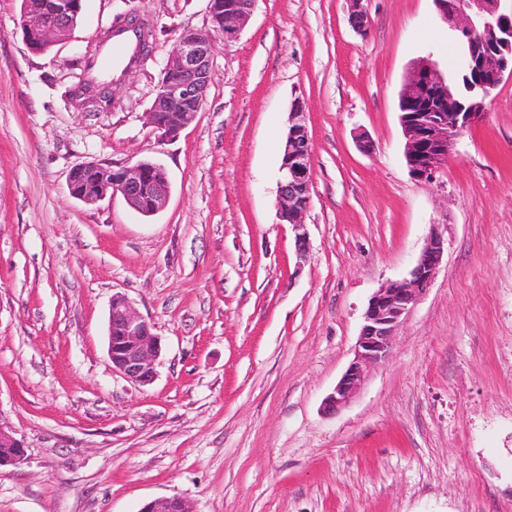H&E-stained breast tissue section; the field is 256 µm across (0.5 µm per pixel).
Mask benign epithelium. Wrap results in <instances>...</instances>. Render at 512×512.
Returning a JSON list of instances; mask_svg holds the SVG:
<instances>
[{
	"label": "benign epithelium",
	"instance_id": "obj_1",
	"mask_svg": "<svg viewBox=\"0 0 512 512\" xmlns=\"http://www.w3.org/2000/svg\"><path fill=\"white\" fill-rule=\"evenodd\" d=\"M256 0H208V20L201 29L183 31L168 54L166 79L156 89L147 112L152 130L175 138L201 111L213 79L216 39L224 44L238 39L248 23ZM349 21L360 35L370 26L362 0H350ZM440 17L470 55L475 81L467 94L426 59L407 73L400 95V121L406 137L405 160L410 173L431 181L451 156L456 140L485 115V102L507 79H512V12L501 10V0H433ZM80 5L61 3L52 17L24 7L21 30L25 41L35 39L51 47L74 28ZM305 104L296 101L290 112L277 196V214L295 233V246L304 254L308 246L305 214L310 206L311 140L304 119ZM99 162L74 167L69 175L70 195L86 204L121 197L134 211L151 216L167 203L169 178L164 165L140 159L111 165L101 176ZM444 253L436 233L427 238L408 276L381 285L370 298L354 357L325 398L323 410L331 413L346 406L364 385L369 370L389 360L396 332L406 315L431 285ZM162 351L161 338L122 294L112 296L108 318L107 353L112 369L130 382L146 386L155 374ZM25 459L20 440L0 426V467L16 466ZM141 512H192L177 497L157 498Z\"/></svg>",
	"mask_w": 512,
	"mask_h": 512
}]
</instances>
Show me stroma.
Here are the masks:
<instances>
[{"instance_id": "stroma-1", "label": "stroma", "mask_w": 512, "mask_h": 512, "mask_svg": "<svg viewBox=\"0 0 512 512\" xmlns=\"http://www.w3.org/2000/svg\"><path fill=\"white\" fill-rule=\"evenodd\" d=\"M20 4L0 0V426L26 459L0 468V512H140L172 496L195 512H512V79L427 183L406 165L399 99L419 59L460 67L433 0H363L364 36L349 0H256L173 139L146 114L208 0H85L40 55ZM130 8L154 53L109 108L82 106L78 60ZM298 99L303 256L276 207ZM139 159L169 175L156 215L70 196L77 164ZM434 231L442 262L390 359L323 412L369 298ZM116 293L161 338L150 385L108 359Z\"/></svg>"}]
</instances>
